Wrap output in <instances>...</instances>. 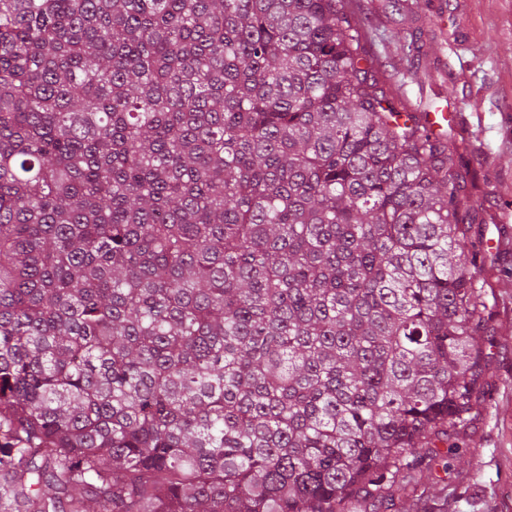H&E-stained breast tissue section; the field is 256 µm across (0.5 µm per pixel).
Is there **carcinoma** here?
I'll list each match as a JSON object with an SVG mask.
<instances>
[{
	"instance_id": "carcinoma-1",
	"label": "carcinoma",
	"mask_w": 512,
	"mask_h": 512,
	"mask_svg": "<svg viewBox=\"0 0 512 512\" xmlns=\"http://www.w3.org/2000/svg\"><path fill=\"white\" fill-rule=\"evenodd\" d=\"M481 210L349 0H0V512H413Z\"/></svg>"
}]
</instances>
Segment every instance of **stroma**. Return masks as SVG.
Listing matches in <instances>:
<instances>
[{"label": "stroma", "mask_w": 512, "mask_h": 512, "mask_svg": "<svg viewBox=\"0 0 512 512\" xmlns=\"http://www.w3.org/2000/svg\"><path fill=\"white\" fill-rule=\"evenodd\" d=\"M354 8L367 52L384 67L378 80L396 102L448 111L441 137L482 205L466 245L484 302L483 402L461 430L459 453L416 474L419 506L512 512V0H418L411 12L393 0H354ZM415 37L423 44L416 66L406 57Z\"/></svg>", "instance_id": "obj_1"}]
</instances>
